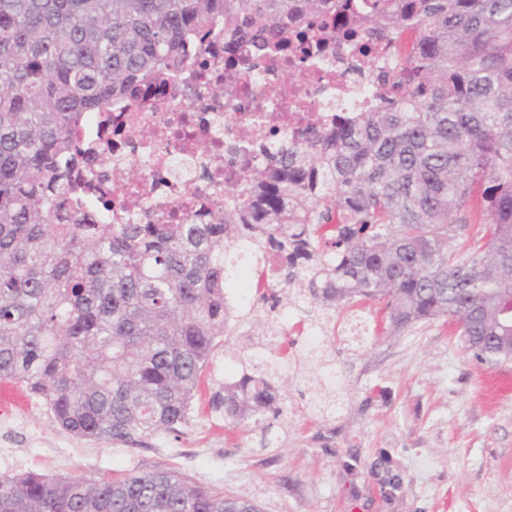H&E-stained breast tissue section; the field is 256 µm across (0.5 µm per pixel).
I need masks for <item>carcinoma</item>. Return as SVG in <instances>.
I'll return each mask as SVG.
<instances>
[{"mask_svg": "<svg viewBox=\"0 0 512 512\" xmlns=\"http://www.w3.org/2000/svg\"><path fill=\"white\" fill-rule=\"evenodd\" d=\"M328 0H0V381L59 428L140 445L177 430L233 330L246 255L284 272L274 310L375 308L382 332L442 319L481 363L512 361V0H333L338 38L388 50L367 112L283 140L208 224H72L88 150L73 130L224 39L310 56L295 16ZM411 39H406L407 32ZM233 424L280 413L267 378L224 385ZM0 512H259L172 470L88 482L0 476Z\"/></svg>", "mask_w": 512, "mask_h": 512, "instance_id": "1", "label": "carcinoma"}]
</instances>
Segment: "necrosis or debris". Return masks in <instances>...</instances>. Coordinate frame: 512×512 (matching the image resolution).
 <instances>
[{
  "label": "necrosis or debris",
  "instance_id": "1",
  "mask_svg": "<svg viewBox=\"0 0 512 512\" xmlns=\"http://www.w3.org/2000/svg\"><path fill=\"white\" fill-rule=\"evenodd\" d=\"M325 38L330 50L307 67L263 65L220 98L211 89L224 75L223 59L198 56L161 92L140 89L136 103L113 107L108 123L95 117L77 129L76 139L98 143L102 154L91 200H108L110 208L95 213L96 223L166 224L175 214L189 224L204 222L250 192L237 150L257 141L277 144L298 127L323 124L332 110L369 102L372 90L359 72L381 70L382 54H355L331 30ZM144 125L158 130L148 146L136 136ZM131 164L145 187L138 197L124 182Z\"/></svg>",
  "mask_w": 512,
  "mask_h": 512
}]
</instances>
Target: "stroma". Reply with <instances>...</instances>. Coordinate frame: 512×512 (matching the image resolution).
Wrapping results in <instances>:
<instances>
[{"label":"stroma","mask_w":512,"mask_h":512,"mask_svg":"<svg viewBox=\"0 0 512 512\" xmlns=\"http://www.w3.org/2000/svg\"><path fill=\"white\" fill-rule=\"evenodd\" d=\"M227 296L245 320L206 365L178 433L139 446L91 442L61 430L39 400L0 409V475L34 471L91 481L169 468L245 496L260 512H512V377L467 354L453 326L434 321L352 350L336 337L308 342L318 307L294 295L277 309L254 289ZM274 320L277 336L258 333ZM290 345L297 368L275 378L283 412L233 426L214 396L265 373L241 347Z\"/></svg>","instance_id":"stroma-1"}]
</instances>
